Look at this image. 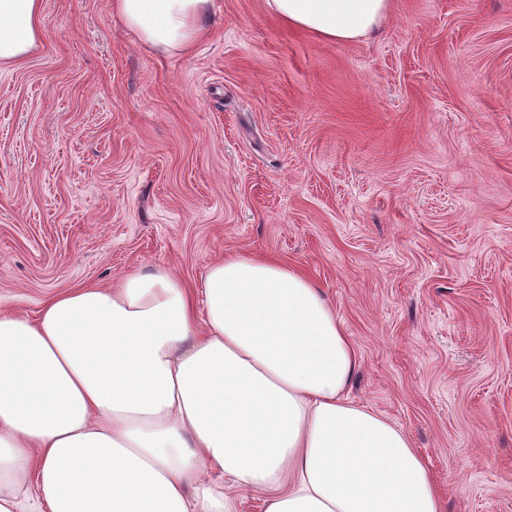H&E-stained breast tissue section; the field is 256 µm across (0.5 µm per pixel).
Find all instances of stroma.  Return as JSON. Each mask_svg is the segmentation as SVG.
Instances as JSON below:
<instances>
[{
    "label": "stroma",
    "instance_id": "1",
    "mask_svg": "<svg viewBox=\"0 0 512 512\" xmlns=\"http://www.w3.org/2000/svg\"><path fill=\"white\" fill-rule=\"evenodd\" d=\"M332 42L214 0L184 52L43 0L0 68V307L153 265L299 266L443 512H512V0H392Z\"/></svg>",
    "mask_w": 512,
    "mask_h": 512
}]
</instances>
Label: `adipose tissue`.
Returning a JSON list of instances; mask_svg holds the SVG:
<instances>
[{"label":"adipose tissue","mask_w":512,"mask_h":512,"mask_svg":"<svg viewBox=\"0 0 512 512\" xmlns=\"http://www.w3.org/2000/svg\"><path fill=\"white\" fill-rule=\"evenodd\" d=\"M392 0H265L289 27L368 39ZM213 0H112L143 44L188 50ZM42 36V0H0V66ZM358 353L298 267L155 265L0 309V512H441L396 423L349 396Z\"/></svg>","instance_id":"1"}]
</instances>
